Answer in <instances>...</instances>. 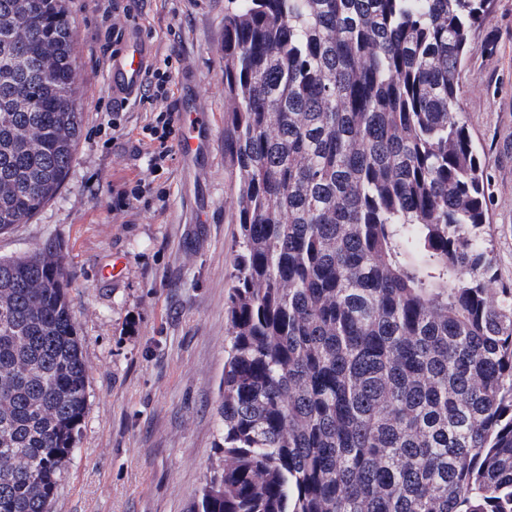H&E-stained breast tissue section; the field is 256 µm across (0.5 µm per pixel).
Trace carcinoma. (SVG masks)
<instances>
[{
  "label": "carcinoma",
  "mask_w": 512,
  "mask_h": 512,
  "mask_svg": "<svg viewBox=\"0 0 512 512\" xmlns=\"http://www.w3.org/2000/svg\"><path fill=\"white\" fill-rule=\"evenodd\" d=\"M487 0H225L239 225L192 512H512V287L460 74ZM62 0H0V232L80 136ZM64 260L0 258V512H49L87 367Z\"/></svg>",
  "instance_id": "cac0c4a2"
}]
</instances>
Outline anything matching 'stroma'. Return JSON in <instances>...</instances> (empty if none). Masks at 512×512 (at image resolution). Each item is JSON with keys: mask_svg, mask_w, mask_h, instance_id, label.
Listing matches in <instances>:
<instances>
[{"mask_svg": "<svg viewBox=\"0 0 512 512\" xmlns=\"http://www.w3.org/2000/svg\"><path fill=\"white\" fill-rule=\"evenodd\" d=\"M112 15L168 65L174 103L210 118L208 147L148 161L149 106L112 109L94 0L74 22L81 137L58 196L0 233V258L52 242L88 370L87 406L49 512H189L219 462L229 345L225 301L238 227L224 163V0H118ZM460 75L462 108L486 159L493 266L512 286V0H490ZM137 200L116 208L118 197Z\"/></svg>", "mask_w": 512, "mask_h": 512, "instance_id": "35a3bbf8", "label": "stroma"}]
</instances>
